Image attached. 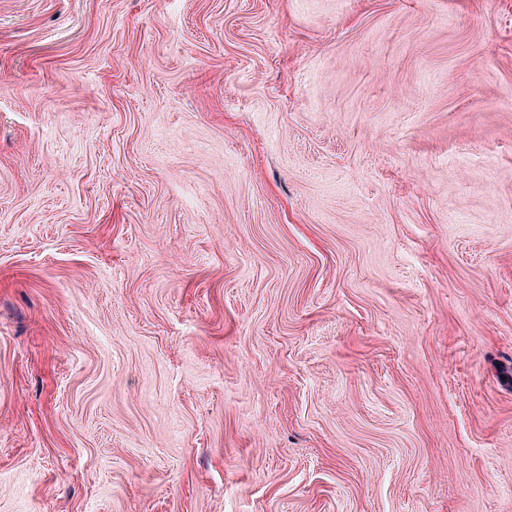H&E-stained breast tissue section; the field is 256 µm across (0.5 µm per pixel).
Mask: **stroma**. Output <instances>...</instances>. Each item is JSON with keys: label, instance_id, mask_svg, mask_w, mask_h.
I'll return each instance as SVG.
<instances>
[{"label": "stroma", "instance_id": "1", "mask_svg": "<svg viewBox=\"0 0 512 512\" xmlns=\"http://www.w3.org/2000/svg\"><path fill=\"white\" fill-rule=\"evenodd\" d=\"M0 512H512V0H0Z\"/></svg>", "mask_w": 512, "mask_h": 512}]
</instances>
